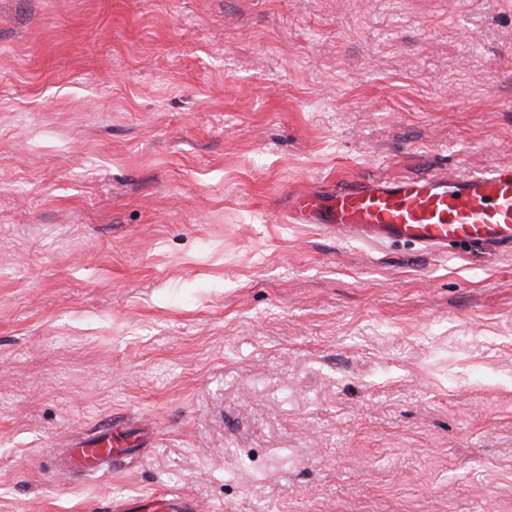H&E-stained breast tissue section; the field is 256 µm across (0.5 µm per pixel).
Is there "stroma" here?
I'll use <instances>...</instances> for the list:
<instances>
[{
    "label": "stroma",
    "instance_id": "stroma-1",
    "mask_svg": "<svg viewBox=\"0 0 512 512\" xmlns=\"http://www.w3.org/2000/svg\"><path fill=\"white\" fill-rule=\"evenodd\" d=\"M499 167L512 0H0V512H512V253L284 217ZM112 430L102 442L95 445L66 448L54 465V470L61 475H68L80 471L85 475L104 471L117 459H122L127 448L114 447L112 444ZM108 512H199L198 503L182 494L139 495L116 500Z\"/></svg>",
    "mask_w": 512,
    "mask_h": 512
}]
</instances>
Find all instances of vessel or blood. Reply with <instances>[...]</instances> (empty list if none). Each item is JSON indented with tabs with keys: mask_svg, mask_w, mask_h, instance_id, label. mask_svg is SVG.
Here are the masks:
<instances>
[{
	"mask_svg": "<svg viewBox=\"0 0 512 512\" xmlns=\"http://www.w3.org/2000/svg\"><path fill=\"white\" fill-rule=\"evenodd\" d=\"M287 218L312 224L336 238L367 245L410 243L441 254L458 244L490 252L512 251V168L456 174L428 172L399 179H336L326 188L296 194ZM125 449L111 440L65 449L54 469L67 475L105 470ZM111 512H200L182 494H151L117 500Z\"/></svg>",
	"mask_w": 512,
	"mask_h": 512,
	"instance_id": "1",
	"label": "vessel or blood"
}]
</instances>
